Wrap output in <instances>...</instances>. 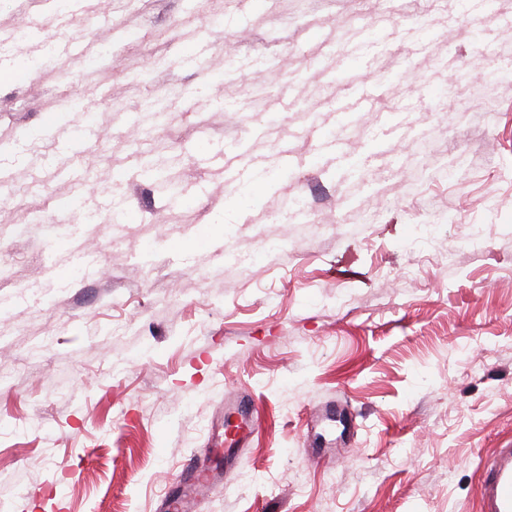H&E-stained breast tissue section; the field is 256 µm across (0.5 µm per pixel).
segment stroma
<instances>
[{
	"label": "stroma",
	"mask_w": 512,
	"mask_h": 512,
	"mask_svg": "<svg viewBox=\"0 0 512 512\" xmlns=\"http://www.w3.org/2000/svg\"><path fill=\"white\" fill-rule=\"evenodd\" d=\"M363 24L388 33L365 68L341 52ZM1 62L26 71L0 84V512H178L175 478L223 458L239 394L258 413L243 462L187 512H478L482 460L512 447V0L473 18L465 0H0ZM361 83L354 181L309 158ZM159 93L154 127L128 122ZM237 141L303 165L225 189Z\"/></svg>",
	"instance_id": "obj_1"
}]
</instances>
